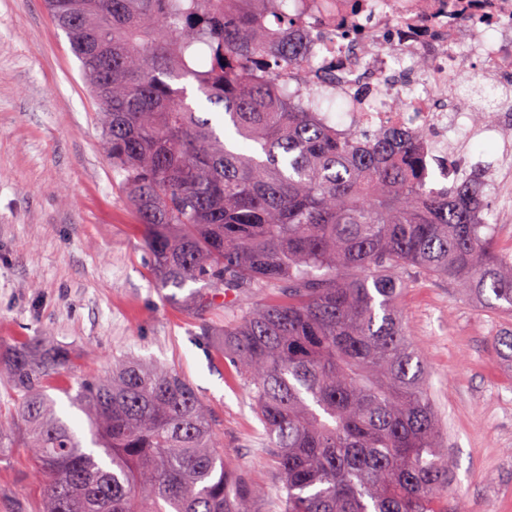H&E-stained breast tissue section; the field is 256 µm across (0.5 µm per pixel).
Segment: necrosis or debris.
<instances>
[{
  "instance_id": "obj_1",
  "label": "necrosis or debris",
  "mask_w": 512,
  "mask_h": 512,
  "mask_svg": "<svg viewBox=\"0 0 512 512\" xmlns=\"http://www.w3.org/2000/svg\"><path fill=\"white\" fill-rule=\"evenodd\" d=\"M305 19L332 33L312 49V84L349 108L336 126L343 132L431 129L435 147L420 169L428 187L453 179L469 165L468 142L493 135L512 142V100L498 104V118L475 125L461 107L472 74L493 87L512 77V0H298Z\"/></svg>"
}]
</instances>
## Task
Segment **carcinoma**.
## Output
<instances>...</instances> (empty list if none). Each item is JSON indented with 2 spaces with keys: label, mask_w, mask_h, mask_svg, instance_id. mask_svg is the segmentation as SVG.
Returning a JSON list of instances; mask_svg holds the SVG:
<instances>
[{
  "label": "carcinoma",
  "mask_w": 512,
  "mask_h": 512,
  "mask_svg": "<svg viewBox=\"0 0 512 512\" xmlns=\"http://www.w3.org/2000/svg\"><path fill=\"white\" fill-rule=\"evenodd\" d=\"M46 3L101 106L162 298L199 313L272 292L215 347L265 429L282 512H448V448L400 297L417 268L512 314V257L478 220L482 170L430 192L426 133H338L312 111L325 94L304 80L292 0ZM272 14L288 31L278 42ZM188 77L219 110L173 87ZM64 363L47 338L4 363L17 411L0 447L21 437L49 476L38 512H259L260 489L225 466L180 372L125 357L85 380L72 404L99 460L47 394Z\"/></svg>",
  "instance_id": "carcinoma-1"
}]
</instances>
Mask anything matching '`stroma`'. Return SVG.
<instances>
[{
  "label": "stroma",
  "mask_w": 512,
  "mask_h": 512,
  "mask_svg": "<svg viewBox=\"0 0 512 512\" xmlns=\"http://www.w3.org/2000/svg\"><path fill=\"white\" fill-rule=\"evenodd\" d=\"M100 106L44 0H0V357L51 337L67 362L50 391L58 414L88 439L70 397L131 354L180 371L204 399L224 459L261 487V512L284 495L262 424L229 359L195 314L154 288L143 229L101 146ZM401 299L454 460L449 503L512 512V370L495 346L512 316L472 305L446 281L407 270ZM44 478L29 448L0 450V512H36Z\"/></svg>",
  "instance_id": "1"
}]
</instances>
